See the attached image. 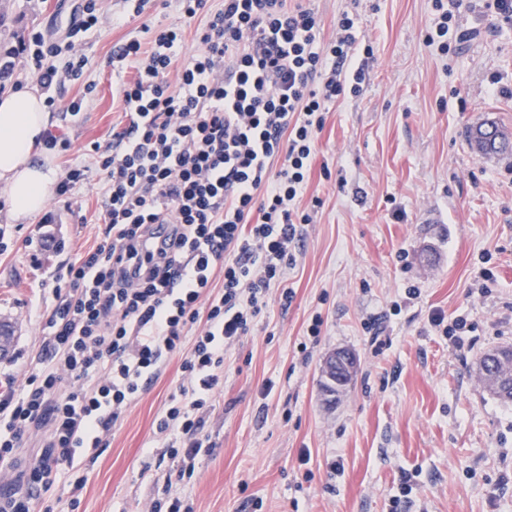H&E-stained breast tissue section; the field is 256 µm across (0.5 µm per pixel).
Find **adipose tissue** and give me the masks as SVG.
Instances as JSON below:
<instances>
[{
    "mask_svg": "<svg viewBox=\"0 0 512 512\" xmlns=\"http://www.w3.org/2000/svg\"><path fill=\"white\" fill-rule=\"evenodd\" d=\"M52 125V114L36 86L0 96V193L8 200L12 220L39 214L57 182L50 164L35 159Z\"/></svg>",
    "mask_w": 512,
    "mask_h": 512,
    "instance_id": "obj_1",
    "label": "adipose tissue"
}]
</instances>
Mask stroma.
Wrapping results in <instances>:
<instances>
[{"label":"stroma","mask_w":512,"mask_h":512,"mask_svg":"<svg viewBox=\"0 0 512 512\" xmlns=\"http://www.w3.org/2000/svg\"><path fill=\"white\" fill-rule=\"evenodd\" d=\"M321 35L342 12L358 11L360 96L331 104L306 188L310 212L296 263L274 285L269 307L224 353L223 375L205 408L212 445L192 478L179 479L163 454L156 422L182 380L175 354L126 407L97 451L78 450L73 473L36 503V512H144L152 500L180 498L191 512H392L404 478L413 493L401 512H512V404L481 381L483 353L512 344V154L484 155L469 128L495 122L512 135V21L485 0H463L460 30L471 39L449 53L427 45L432 0H313ZM66 0H0V68L6 87L28 84L13 51L34 29L61 34ZM125 0H102L101 24L84 37V83L53 107L68 150L38 149L55 170L88 167L66 197H51L48 224L7 221L0 195V321L12 340L0 354V392H21L36 373L44 327L64 262L100 238L102 171L91 144L108 148L128 122L108 58L135 36L141 18ZM122 24H113L115 16ZM87 96L80 116L66 110ZM494 280L479 294L483 266ZM416 287L400 314L391 304ZM295 297L282 306L279 296ZM465 313L474 346L452 351L429 318ZM319 336H310L313 318ZM377 319L370 336L365 322ZM353 352L357 371L335 403L320 389L326 355Z\"/></svg>","instance_id":"obj_1"}]
</instances>
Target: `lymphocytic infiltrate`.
Segmentation results:
<instances>
[{
  "mask_svg": "<svg viewBox=\"0 0 512 512\" xmlns=\"http://www.w3.org/2000/svg\"><path fill=\"white\" fill-rule=\"evenodd\" d=\"M197 19L199 49L179 27L143 25L112 51L113 73L134 68L119 94L129 124L111 149L92 145L105 174L101 241L65 266L70 283L49 312L44 355L21 394L0 395V512H30L73 471L77 449L99 448L124 408L169 357L184 380L157 421L178 475L192 477L211 446L202 433L224 352L248 333L272 285L295 262L303 193L330 104L359 94L351 66L361 18L343 12L320 36L315 8L288 0H178ZM99 0H81L63 37L29 32L15 55L47 107L89 63L81 35ZM194 335L190 352L183 340ZM81 379L69 390L66 376ZM40 448L21 458L23 436Z\"/></svg>",
  "mask_w": 512,
  "mask_h": 512,
  "instance_id": "f902f5d3",
  "label": "lymphocytic infiltrate"
}]
</instances>
